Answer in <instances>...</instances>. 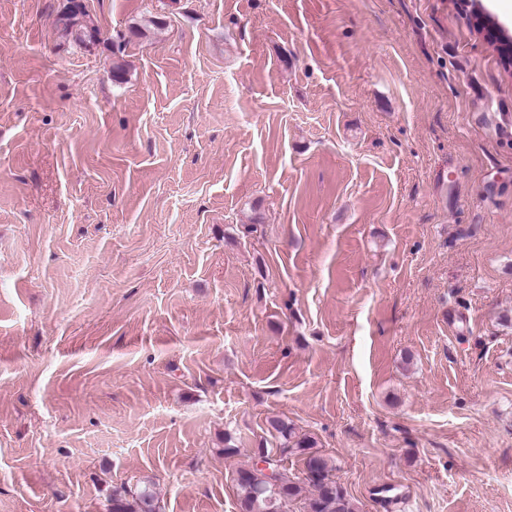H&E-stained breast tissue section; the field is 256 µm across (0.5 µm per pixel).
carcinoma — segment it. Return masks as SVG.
I'll return each mask as SVG.
<instances>
[{
	"label": "carcinoma",
	"instance_id": "cac0c4a2",
	"mask_svg": "<svg viewBox=\"0 0 512 512\" xmlns=\"http://www.w3.org/2000/svg\"><path fill=\"white\" fill-rule=\"evenodd\" d=\"M58 28L62 38L85 48L101 43L100 29L94 23L85 27L78 37L67 25L60 23ZM270 426L283 439L280 454L298 452L305 456L306 481L312 493L300 499V484L280 466L271 451L259 448L257 453L265 466L255 463L237 472L239 512H292L291 507L299 500L304 512H356L354 503L334 478L333 467L313 451L314 442L307 437H296L293 428L283 419H271ZM111 512H161L152 482L144 481L134 489L123 486L113 492Z\"/></svg>",
	"mask_w": 512,
	"mask_h": 512
}]
</instances>
